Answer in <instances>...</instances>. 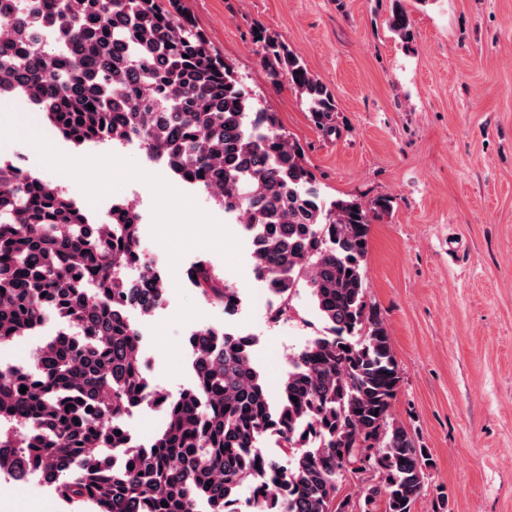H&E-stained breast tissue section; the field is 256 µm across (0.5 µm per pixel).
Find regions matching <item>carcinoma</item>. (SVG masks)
<instances>
[{
  "instance_id": "1",
  "label": "carcinoma",
  "mask_w": 512,
  "mask_h": 512,
  "mask_svg": "<svg viewBox=\"0 0 512 512\" xmlns=\"http://www.w3.org/2000/svg\"><path fill=\"white\" fill-rule=\"evenodd\" d=\"M168 3L0 0V98L24 94L76 148L138 137L179 179L213 191L224 213L260 230L256 274L283 313L295 288H309L327 333L294 357L276 394L252 359L251 337L191 334L196 387L162 401V430L148 447H132L125 416L151 392L120 308L154 307L167 288L158 274L128 276L142 255L139 213L126 203L97 223L58 185L0 166V342L49 314L72 319L84 337L44 351L35 380L0 373V449L12 451L0 471L23 478L32 460L64 466L70 478L58 494L95 512H193L197 501L238 512L241 489L260 476L256 512H412L430 458L392 417L398 364L366 300L370 224L388 200L325 199L275 114L255 108L180 0ZM390 29L413 39L399 5ZM253 38L271 81L287 78L314 125L334 130L328 87L278 37L259 28ZM194 283L235 309L236 289L214 269H199ZM272 434L298 449L286 468L260 458ZM368 470L379 481L358 503L338 496L345 474Z\"/></svg>"
}]
</instances>
